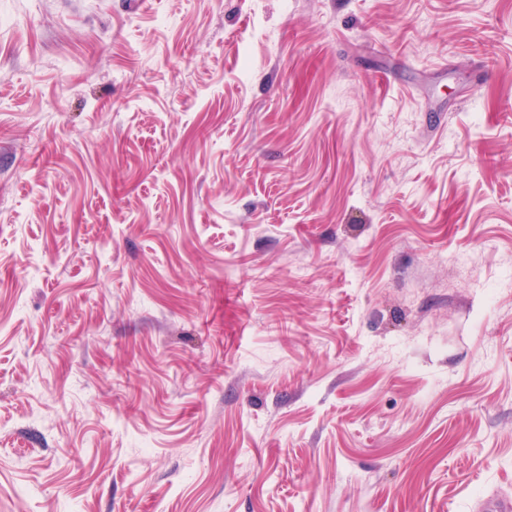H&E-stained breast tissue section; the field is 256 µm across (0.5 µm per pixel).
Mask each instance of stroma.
Instances as JSON below:
<instances>
[{"label":"stroma","mask_w":512,"mask_h":512,"mask_svg":"<svg viewBox=\"0 0 512 512\" xmlns=\"http://www.w3.org/2000/svg\"><path fill=\"white\" fill-rule=\"evenodd\" d=\"M512 497V0H0V512Z\"/></svg>","instance_id":"obj_1"}]
</instances>
